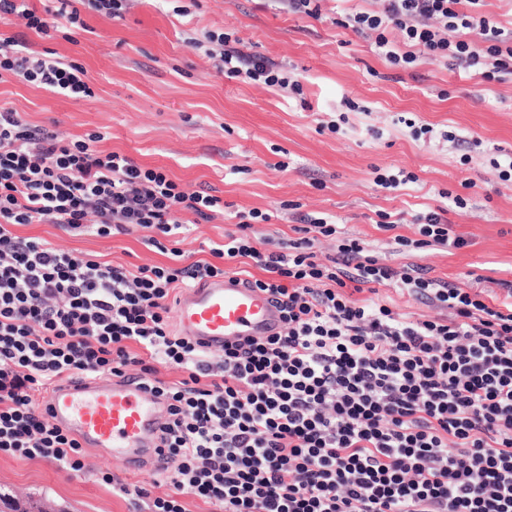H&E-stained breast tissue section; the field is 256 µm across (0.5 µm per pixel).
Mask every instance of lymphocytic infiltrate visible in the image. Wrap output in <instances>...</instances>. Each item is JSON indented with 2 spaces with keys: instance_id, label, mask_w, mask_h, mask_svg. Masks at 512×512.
I'll list each match as a JSON object with an SVG mask.
<instances>
[{
  "instance_id": "obj_1",
  "label": "lymphocytic infiltrate",
  "mask_w": 512,
  "mask_h": 512,
  "mask_svg": "<svg viewBox=\"0 0 512 512\" xmlns=\"http://www.w3.org/2000/svg\"><path fill=\"white\" fill-rule=\"evenodd\" d=\"M381 2L338 24L372 37L391 65L425 55L487 82L512 74V28L475 15L481 0ZM205 38L222 44L225 75L299 89L287 71L243 60L228 34ZM3 73L72 99L92 94L83 66L28 53L14 35H0ZM98 140H65L0 110V455L82 471L81 445L48 420L42 394L66 378L134 367L171 417L170 491L154 496L107 471L100 480L145 512H188L189 497L215 512H512V284L506 300L488 301L422 266L382 263L309 214L286 252L254 246L252 222L270 216L253 211L211 244L209 259L185 263L167 239L182 213L210 218L220 198ZM445 213L418 216L419 239L396 234L395 244L465 246ZM23 224L90 225L103 237L139 228L172 262L129 270L19 236ZM319 235L335 238V254L318 257ZM227 261L263 270L248 284L277 300L285 326L214 359L172 330L170 300L223 277ZM380 286L446 314L402 318L371 300ZM157 359L181 380L158 377Z\"/></svg>"
}]
</instances>
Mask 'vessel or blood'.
Listing matches in <instances>:
<instances>
[{
  "label": "vessel or blood",
  "instance_id": "vessel-or-blood-1",
  "mask_svg": "<svg viewBox=\"0 0 512 512\" xmlns=\"http://www.w3.org/2000/svg\"><path fill=\"white\" fill-rule=\"evenodd\" d=\"M175 323L181 335L211 353L283 328L272 296L233 275L188 289L176 304ZM47 408L49 418L82 447L119 459L126 472L151 473L168 465L161 435L170 417L138 374L73 378L49 393Z\"/></svg>",
  "mask_w": 512,
  "mask_h": 512
}]
</instances>
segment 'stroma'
<instances>
[{"label": "stroma", "mask_w": 512, "mask_h": 512, "mask_svg": "<svg viewBox=\"0 0 512 512\" xmlns=\"http://www.w3.org/2000/svg\"><path fill=\"white\" fill-rule=\"evenodd\" d=\"M318 17L288 11L280 0H127L121 16L81 6L83 28L39 34L23 20H0L36 54L82 64L92 96L68 99L15 80L0 82V107L66 138L102 134L100 149L135 164L162 167L189 189L221 198L224 209L187 225L180 247L187 261L233 228L235 214L269 213L253 227L255 245L269 249L293 237L298 213L340 224L381 262L424 265L428 274L462 287L512 282V181L494 161L512 155V75L488 83L443 61L419 57L409 66L379 58L368 38L336 25L347 8L378 0H319ZM228 33L248 58L290 72L300 91L270 88L220 72L200 41ZM360 109L347 112L346 101ZM346 116L337 132L326 126ZM429 125L414 137L407 120ZM453 132L446 140L445 132ZM404 171L413 182L389 192L377 173ZM467 202L455 207L454 196ZM448 206V220L467 246L397 252L394 235L418 238L416 216ZM388 213L395 231L376 226ZM63 250L130 267L164 265L167 256L133 230L110 237L74 235L53 224L18 226ZM86 469L68 473L42 460L0 456V494L33 497L58 512H136L137 502L97 479L108 471L161 495L162 474L126 475L121 463L87 454Z\"/></svg>", "instance_id": "stroma-1"}]
</instances>
